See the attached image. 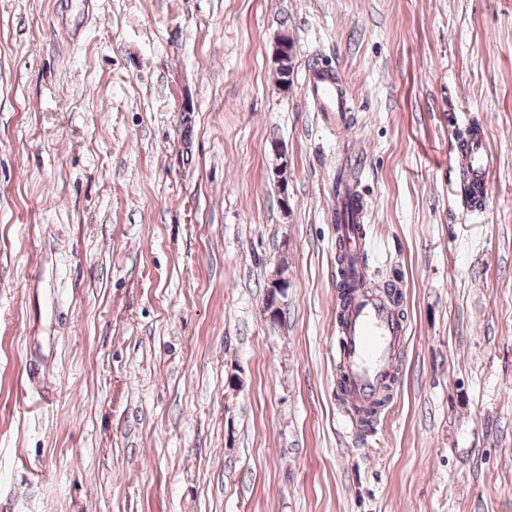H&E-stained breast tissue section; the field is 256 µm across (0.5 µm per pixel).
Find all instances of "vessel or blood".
I'll return each instance as SVG.
<instances>
[{
  "label": "vessel or blood",
  "instance_id": "vessel-or-blood-1",
  "mask_svg": "<svg viewBox=\"0 0 512 512\" xmlns=\"http://www.w3.org/2000/svg\"><path fill=\"white\" fill-rule=\"evenodd\" d=\"M305 93L324 119L343 123L350 103L330 66L310 64ZM456 154L462 201L469 211H483L487 207V188L494 168L483 125L469 126L466 138L456 147ZM336 211L344 220L341 233L347 238L348 249L356 250L363 234V211L360 198L352 188L340 187ZM341 280L348 291L343 315L336 324V362L345 376L342 392L357 407L367 409L379 400L392 380L407 325L392 305L371 289L369 269L362 258L343 265Z\"/></svg>",
  "mask_w": 512,
  "mask_h": 512
}]
</instances>
